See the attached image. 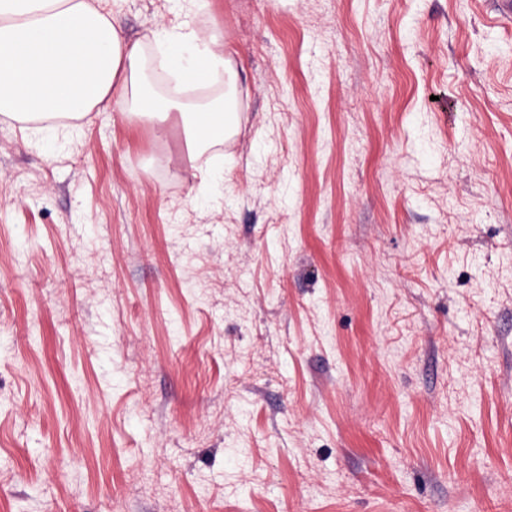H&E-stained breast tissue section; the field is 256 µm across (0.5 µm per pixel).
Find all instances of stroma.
I'll return each mask as SVG.
<instances>
[{"instance_id":"1","label":"stroma","mask_w":512,"mask_h":512,"mask_svg":"<svg viewBox=\"0 0 512 512\" xmlns=\"http://www.w3.org/2000/svg\"><path fill=\"white\" fill-rule=\"evenodd\" d=\"M107 8L165 93L178 0ZM197 18L240 116L197 163L177 112L0 120V512H512L501 0Z\"/></svg>"}]
</instances>
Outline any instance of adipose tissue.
I'll list each match as a JSON object with an SVG mask.
<instances>
[{
	"instance_id": "obj_1",
	"label": "adipose tissue",
	"mask_w": 512,
	"mask_h": 512,
	"mask_svg": "<svg viewBox=\"0 0 512 512\" xmlns=\"http://www.w3.org/2000/svg\"><path fill=\"white\" fill-rule=\"evenodd\" d=\"M153 38L171 81L162 101L144 89L142 42L125 38L114 14L87 0H0V115L55 130L115 102L139 117L174 108L188 118L190 158L223 144L239 123L224 109L238 73L223 38L189 23ZM197 90L208 102L187 99Z\"/></svg>"
}]
</instances>
